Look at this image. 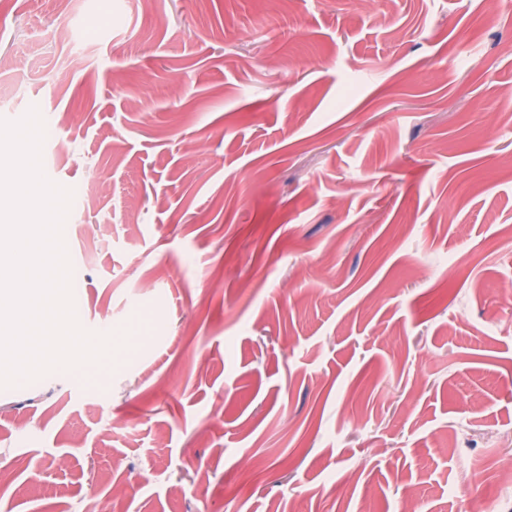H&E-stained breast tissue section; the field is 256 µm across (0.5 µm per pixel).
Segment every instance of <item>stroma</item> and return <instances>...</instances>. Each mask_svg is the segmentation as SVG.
<instances>
[{"label":"stroma","instance_id":"stroma-1","mask_svg":"<svg viewBox=\"0 0 512 512\" xmlns=\"http://www.w3.org/2000/svg\"><path fill=\"white\" fill-rule=\"evenodd\" d=\"M97 387L0 389V512H512L496 0H0Z\"/></svg>","mask_w":512,"mask_h":512}]
</instances>
